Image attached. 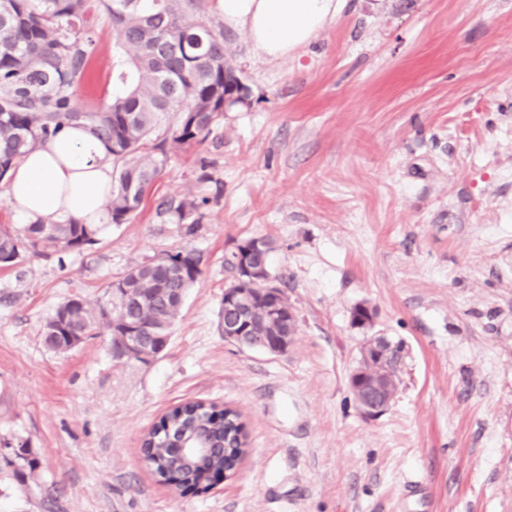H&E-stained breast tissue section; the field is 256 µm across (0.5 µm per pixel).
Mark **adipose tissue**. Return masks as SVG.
<instances>
[{
    "label": "adipose tissue",
    "instance_id": "obj_1",
    "mask_svg": "<svg viewBox=\"0 0 512 512\" xmlns=\"http://www.w3.org/2000/svg\"><path fill=\"white\" fill-rule=\"evenodd\" d=\"M348 0H217L227 27L244 31L265 58L309 43ZM112 195V157L90 128L67 126L12 169L5 198L30 224L53 219L101 226Z\"/></svg>",
    "mask_w": 512,
    "mask_h": 512
}]
</instances>
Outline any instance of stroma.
<instances>
[{
    "instance_id": "stroma-1",
    "label": "stroma",
    "mask_w": 512,
    "mask_h": 512,
    "mask_svg": "<svg viewBox=\"0 0 512 512\" xmlns=\"http://www.w3.org/2000/svg\"><path fill=\"white\" fill-rule=\"evenodd\" d=\"M249 89L206 140L173 149L140 209L94 245L0 268V512H512V0H350L306 46L259 56L216 0ZM75 100L100 111L116 34L96 12ZM207 198L193 235L164 200ZM271 242L298 319L270 355L224 338V259ZM190 247L202 274L166 350L113 360L107 338L48 349L71 298ZM367 305L371 324L352 322ZM402 343L384 415L359 414L348 378L361 348ZM238 409L249 452L214 489L156 482L141 436L172 407ZM17 446L18 448H15L10 442L0 441V453L2 454L4 451L11 452L12 448H14L13 453L10 455L11 458L8 459L9 464L13 465L15 472L23 478L27 477V475L31 476L37 469V461L31 456V452L25 442H17Z\"/></svg>"
}]
</instances>
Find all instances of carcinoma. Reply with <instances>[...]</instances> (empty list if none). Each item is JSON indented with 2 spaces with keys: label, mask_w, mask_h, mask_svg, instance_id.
<instances>
[{
  "label": "carcinoma",
  "mask_w": 512,
  "mask_h": 512,
  "mask_svg": "<svg viewBox=\"0 0 512 512\" xmlns=\"http://www.w3.org/2000/svg\"><path fill=\"white\" fill-rule=\"evenodd\" d=\"M116 31L113 72L120 91L100 112H84L74 100L84 76L93 40L71 36L76 23L91 8V0H0V179L42 142L64 126L83 123L112 155V198L108 204L114 224L125 223L141 207L155 178L168 161V149L207 138L224 116V94L238 87L240 77L224 46V33L195 20L201 0H98ZM197 199H170L165 210L195 232ZM96 232L84 224L43 220L20 229L0 226V266L14 265L25 250L46 256L81 251L94 244ZM187 275L163 273L150 261L133 268L125 281L132 299L124 303L105 291L107 300L92 310L74 303L64 324L54 327L50 349L64 352L66 336L80 331L90 338L113 336L112 326L130 322L147 336H169L186 294L201 270L200 259L183 250ZM278 303L290 308L288 297L258 291L252 305L225 317L240 320L245 335L259 341L275 336L282 325L265 313ZM401 346L391 347L387 390L397 391L396 366ZM197 428L224 444V453L193 463L177 464L170 448ZM247 434L239 412L204 401H189L166 413L143 438L144 456L164 484L182 491L207 490L209 475L232 473L246 454ZM22 477L37 469L26 443L8 459Z\"/></svg>",
  "instance_id": "obj_1"
}]
</instances>
